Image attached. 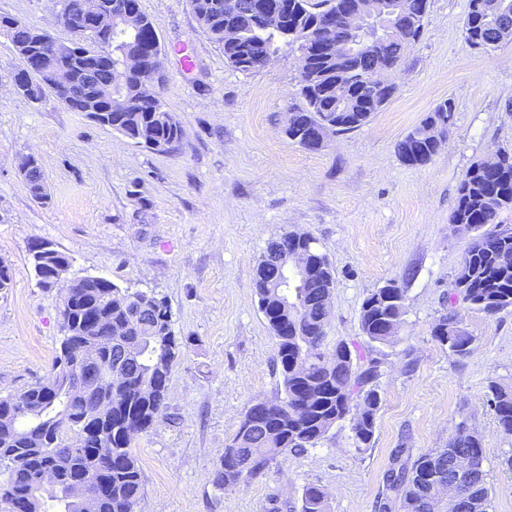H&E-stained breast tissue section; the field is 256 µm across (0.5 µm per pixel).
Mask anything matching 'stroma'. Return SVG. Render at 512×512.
Wrapping results in <instances>:
<instances>
[{
	"label": "stroma",
	"mask_w": 512,
	"mask_h": 512,
	"mask_svg": "<svg viewBox=\"0 0 512 512\" xmlns=\"http://www.w3.org/2000/svg\"><path fill=\"white\" fill-rule=\"evenodd\" d=\"M165 49L161 98L184 130L158 153L71 111L54 95L18 94L12 45L0 34V262L13 286L0 293V397L45 378L59 345L56 291L27 261L35 240L72 259L70 277L103 276L167 299L185 347L173 363L167 407L137 438L141 512H268L305 487L328 494V512H381L395 449L444 448L458 424L477 431L491 485L490 512H512V436L490 410L489 382L512 388V311L463 310L470 356L432 336L468 245L448 218L465 172L512 149V42L488 51L462 36L468 0H429L428 23L371 121L328 133L321 150L288 138L298 94L297 53L281 47L243 73L196 21L188 0H139ZM53 0H0V15L49 29ZM195 65L185 68L183 56ZM454 104L447 142L426 166L403 163L398 142L443 100ZM42 166L47 202L18 167ZM312 235L334 269L327 341L359 340L361 304L393 282L403 288L402 327L382 346V404L370 448L351 423L288 454L248 485L216 489L212 472L242 418L282 397L276 344L258 307L256 267L268 242Z\"/></svg>",
	"instance_id": "stroma-1"
}]
</instances>
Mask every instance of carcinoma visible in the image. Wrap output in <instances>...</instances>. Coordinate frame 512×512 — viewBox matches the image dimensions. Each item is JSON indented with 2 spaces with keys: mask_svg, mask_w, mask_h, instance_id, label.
<instances>
[{
  "mask_svg": "<svg viewBox=\"0 0 512 512\" xmlns=\"http://www.w3.org/2000/svg\"><path fill=\"white\" fill-rule=\"evenodd\" d=\"M137 13L138 27L100 43L97 52L82 47L68 49L65 63L84 76L75 92L96 100L109 88L113 71L124 63L125 50L135 44L149 47L158 38L153 22L139 0H125ZM228 0H189L200 26L224 52L227 64L241 72L261 69L260 62L274 52L282 40L307 52L312 66L300 78L302 106L292 112L287 135L307 150H317L311 138L317 130L343 133L367 124L381 111L389 96L378 87L387 72L400 68L403 59L423 35L429 0H405L412 23L392 32L383 30L377 18L365 35L373 39L369 53L357 52L346 60L336 52H324L317 41L326 15L340 13L343 0H265L279 9L288 28L270 29L251 11L253 0H233L237 8L228 12ZM497 0H469L462 33L474 48L491 50L512 41V17L495 12ZM31 25L0 16V33L12 45L28 41ZM18 93L41 100L57 89L38 75L14 73ZM453 118L454 105L438 103L397 144L406 164L409 154L429 157L435 116ZM112 130L147 149L161 152V145L181 136L175 117L157 99L128 80L112 92ZM31 195L44 201L48 194L43 169L34 161L24 177ZM512 210V152H501L492 160L474 162L458 186L457 200L449 223L465 225L473 242L463 252L448 293V308L432 329V335L453 355L465 358L473 351L474 337L463 328L457 302L486 315L512 309V226L501 221ZM288 249L306 255L309 278L288 289L284 296L273 288L284 276L278 254L262 255L255 285L260 311L276 338L283 398L255 403L245 415L233 441L215 465L212 483L222 489L247 485L278 459L290 453L315 448L328 433L356 409L352 421L355 448L370 447L375 434L376 413L382 399L378 389L381 361L379 346L390 342L388 324L404 314L403 289L390 283L370 293L363 301L360 342L338 340L325 353L334 273L309 234L288 232ZM58 307L62 334L50 369V380L38 381L6 397H0V512H139L143 497L142 471L132 452L135 439L153 427L166 408L169 376L181 354V342L173 329L167 300L152 292L121 288L104 277L83 276L77 288L60 289ZM96 358L103 369L123 375L100 393L112 411L86 420V402L63 388L67 374ZM488 406L500 431L512 436V390L491 381ZM465 455L477 468L458 488L456 500L444 504V512H488L490 487L484 469V450L475 430L458 426L448 447L435 448L412 457L399 448L386 477L389 498L400 512H431L434 485L448 478L454 460ZM55 475L53 484L35 486L42 470ZM105 473L110 492L104 497L90 494L84 501L70 495L71 481L82 475ZM288 512H327V494L318 486L307 487L299 502L288 504Z\"/></svg>",
  "mask_w": 512,
  "mask_h": 512,
  "instance_id": "obj_1",
  "label": "carcinoma"
}]
</instances>
